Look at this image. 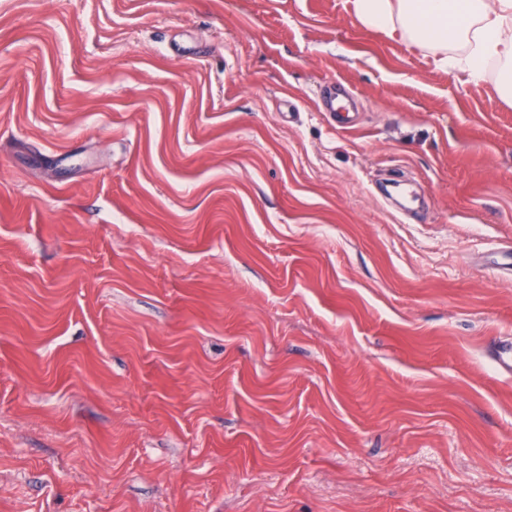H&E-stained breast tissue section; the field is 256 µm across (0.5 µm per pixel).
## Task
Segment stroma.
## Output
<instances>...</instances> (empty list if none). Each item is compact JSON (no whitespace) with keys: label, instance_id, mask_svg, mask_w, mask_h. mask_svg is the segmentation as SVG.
<instances>
[{"label":"stroma","instance_id":"1","mask_svg":"<svg viewBox=\"0 0 512 512\" xmlns=\"http://www.w3.org/2000/svg\"><path fill=\"white\" fill-rule=\"evenodd\" d=\"M508 253L494 74L351 0H0V512H512Z\"/></svg>","mask_w":512,"mask_h":512}]
</instances>
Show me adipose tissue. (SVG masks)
Wrapping results in <instances>:
<instances>
[{
  "label": "adipose tissue",
  "mask_w": 512,
  "mask_h": 512,
  "mask_svg": "<svg viewBox=\"0 0 512 512\" xmlns=\"http://www.w3.org/2000/svg\"><path fill=\"white\" fill-rule=\"evenodd\" d=\"M353 10L364 28L414 47L437 69L478 81L495 66L497 92L512 103V0H353Z\"/></svg>",
  "instance_id": "1"
}]
</instances>
